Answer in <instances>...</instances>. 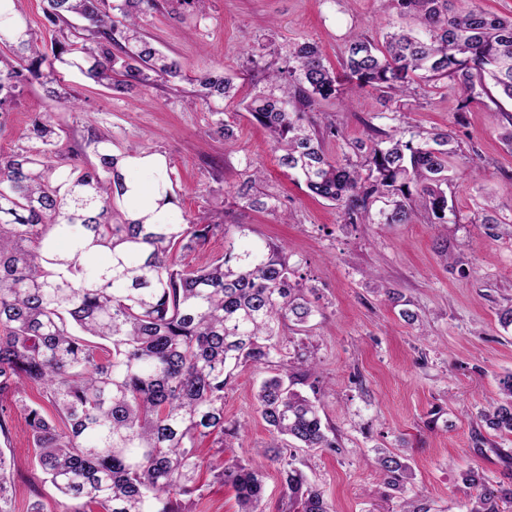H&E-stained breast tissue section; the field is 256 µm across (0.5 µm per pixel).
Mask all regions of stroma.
Returning a JSON list of instances; mask_svg holds the SVG:
<instances>
[{"instance_id":"1","label":"stroma","mask_w":512,"mask_h":512,"mask_svg":"<svg viewBox=\"0 0 512 512\" xmlns=\"http://www.w3.org/2000/svg\"><path fill=\"white\" fill-rule=\"evenodd\" d=\"M392 0H209L205 13L184 6L160 9L143 30L162 52L178 59L183 77L129 91L109 89L66 70L67 90L79 110L58 107L62 129L54 162L61 170L80 163L89 132L111 138L112 151L128 145L159 158L173 176V222L203 215L216 230L182 262L198 267L223 256L239 232L282 247L316 313L306 330L285 329L289 355L316 358L321 416L335 449H304L298 465L334 512H400L405 496L429 512H467L474 488L462 471L490 481L512 475V436L489 429L481 413L498 397V378L512 372V327L498 311L512 304V101L500 107H462L450 81H417L411 98L384 97L368 89L347 104L322 102L320 125L336 126L325 138L330 156L364 165L378 132H443L450 137L448 221L416 210L405 224H347L338 206L313 196L281 169L267 131L246 110L268 87V64L284 65L304 42L322 50L325 64L341 71L345 39L358 32L382 40ZM221 69L234 79L235 96L194 102L196 80ZM45 109L39 83L25 86L18 103L0 116V157L32 147L31 123ZM234 130L218 133L217 119ZM266 211L238 196L254 168ZM494 204L497 225L484 223ZM416 312L406 323L402 309ZM270 367L237 368L224 388V417L247 428L223 443L199 447L207 460L235 457L263 467L264 512H283L286 496L279 465L263 450L272 435L255 395ZM0 451L12 464L15 512L41 500L44 512H61L63 498L44 482L23 413L10 408ZM385 448L408 458L414 478L407 493L383 485L370 460Z\"/></svg>"}]
</instances>
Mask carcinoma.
<instances>
[{"mask_svg": "<svg viewBox=\"0 0 512 512\" xmlns=\"http://www.w3.org/2000/svg\"><path fill=\"white\" fill-rule=\"evenodd\" d=\"M399 15L414 13L419 29L389 23L384 43L355 34L345 47L344 72L357 89L404 93L413 76L446 78L463 106L492 94L512 101V17L474 7L455 13L450 0H394ZM160 0H43L47 23L75 18L74 39L43 52L40 33L14 20L10 0H0V117L33 80L46 87L47 111L35 118L30 138L38 146L0 158V398L25 415L41 472L64 497L82 505L65 512H191L203 468L231 485L238 512H263L261 466L235 458L205 461L198 442L234 436L226 425L224 387L241 365L268 364L274 374L256 400L273 435L266 450L282 465L288 512H330L322 493L295 465L294 448L336 449L320 406L297 386L311 382L303 359L273 361L288 323L303 327L312 303L295 280L279 246L241 235L220 259L187 269L179 256L205 244L217 224H176L161 212L174 203L161 173L157 207L120 210L130 187L122 161L142 158L135 147L112 154V141L95 133L82 153L94 161L59 171L53 161L59 134L50 109L74 106L58 68L76 69L100 85L127 90L181 75V65L149 42L140 18ZM122 20H115L114 13ZM280 95L254 97L251 117L269 133L279 167L300 178L316 196L339 205L347 224H370V204L395 197L385 223L403 224L416 207L448 223L446 134L387 135L366 159L368 177L350 161L328 156L321 132L307 120L318 102L345 93L319 48L304 42L288 65L271 73ZM208 102L229 96L232 80L218 70L199 79ZM294 109H288V104ZM245 182L241 198L257 210L271 208ZM98 253L93 271L83 260ZM38 382L52 414L23 396ZM501 400L484 415L488 428L512 435V373L499 378ZM371 464L399 490L411 483L407 458L378 451ZM462 482L477 489L468 512H512V482L492 484L467 470ZM0 512H14L0 454Z\"/></svg>", "mask_w": 512, "mask_h": 512, "instance_id": "1", "label": "carcinoma"}]
</instances>
